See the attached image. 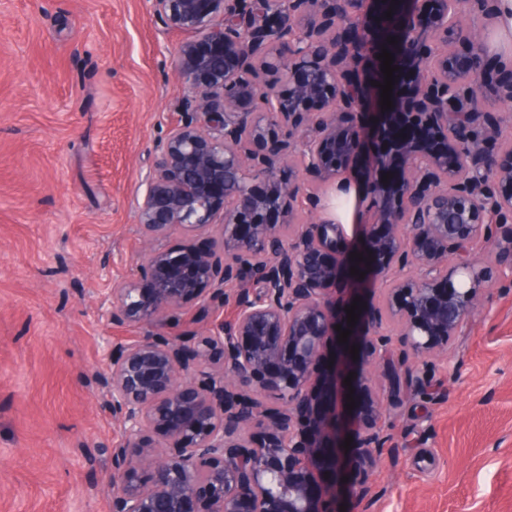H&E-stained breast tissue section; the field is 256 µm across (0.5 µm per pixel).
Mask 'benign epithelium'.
<instances>
[{"instance_id":"7a95c632","label":"benign epithelium","mask_w":512,"mask_h":512,"mask_svg":"<svg viewBox=\"0 0 512 512\" xmlns=\"http://www.w3.org/2000/svg\"><path fill=\"white\" fill-rule=\"evenodd\" d=\"M153 2L187 35L174 60L187 93L136 202L140 276L108 299L109 320L146 334L113 345L99 377L121 429L102 486L112 512H335L316 475L334 488L346 460L378 465L391 434L377 390L401 397L402 375L486 312L491 264L512 273V80L487 90L491 59L512 71V53H491L501 0ZM371 44L397 71L392 108L367 126L358 63ZM365 156L367 266H350L374 268L405 355L395 360L381 321L361 329L370 400L346 450L359 330L336 299L348 225L319 216L311 189L343 187ZM175 231L182 246L163 247ZM246 274L254 287L224 292ZM190 304L178 336L159 332ZM216 304L234 320L194 330Z\"/></svg>"}]
</instances>
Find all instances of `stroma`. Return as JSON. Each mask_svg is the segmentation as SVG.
Instances as JSON below:
<instances>
[{
  "instance_id": "stroma-1",
  "label": "stroma",
  "mask_w": 512,
  "mask_h": 512,
  "mask_svg": "<svg viewBox=\"0 0 512 512\" xmlns=\"http://www.w3.org/2000/svg\"><path fill=\"white\" fill-rule=\"evenodd\" d=\"M184 39L151 0H0V512H110L98 377L144 330L104 312L137 274ZM428 375L384 407L380 466L345 470L344 512H512V274Z\"/></svg>"
}]
</instances>
